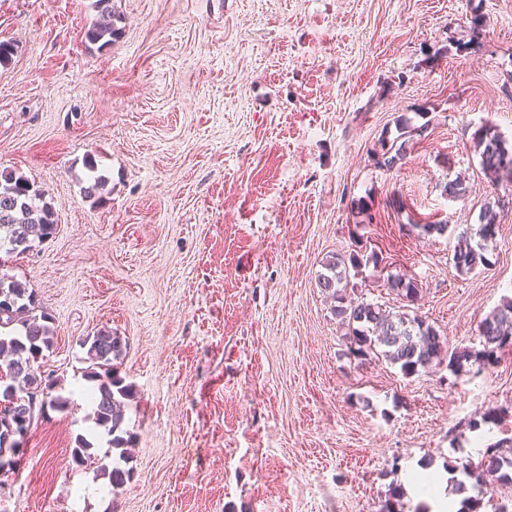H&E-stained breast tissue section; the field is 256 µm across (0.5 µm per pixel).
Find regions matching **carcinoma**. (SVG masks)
<instances>
[{
  "label": "carcinoma",
  "instance_id": "obj_1",
  "mask_svg": "<svg viewBox=\"0 0 512 512\" xmlns=\"http://www.w3.org/2000/svg\"><path fill=\"white\" fill-rule=\"evenodd\" d=\"M112 0H93L92 8L97 19L84 33L85 40L93 45L112 44L118 34ZM423 127H416L407 118L395 122V135L384 132L378 140V148L371 153L374 164L388 170L406 158L409 139L419 134ZM475 147L480 150L483 170L495 181L512 182V146L492 124L477 129L473 136ZM54 208L46 201L35 183L14 174H0V264L29 252L35 243L53 236ZM500 224L498 212L491 206L484 209L475 236L463 232L458 236L454 250V268L468 274L486 263L484 252L489 241L496 236ZM378 266L375 254L364 255L353 249L349 255L336 254L325 263V272L319 276L320 287L332 292L337 302L336 317L347 326L350 350L360 358L375 355L392 365L399 366L405 375L427 373L447 362L448 370L458 374L469 365L489 366L498 362V353L512 349V300L503 301L480 325L482 339L480 350H449L447 338L425 319L406 312L391 311L379 303L363 299L347 298L349 284L347 271L359 270L367 265ZM390 287L397 290L407 301L417 298L418 286L403 275L389 279ZM34 292L9 270L0 268V397L8 391L21 396L36 395L39 410L50 408L63 412L70 405L69 398L61 394L59 378L42 375L34 364L43 358L53 345L54 327L49 317L36 315ZM88 366L85 377L94 383L95 409L93 419L98 427L110 436L109 444L118 451L112 459V468L104 471L111 487L123 485L130 477L127 468L130 456L127 447L130 438L123 429L126 401L132 399L130 386L123 384L116 373V361L122 353V338L109 330H99L86 337ZM34 418L26 413L0 415V455L10 457L16 450L11 437L14 430H30ZM464 476L473 481L482 493L498 484L512 485V452L498 446L489 447L476 464L462 466Z\"/></svg>",
  "mask_w": 512,
  "mask_h": 512
}]
</instances>
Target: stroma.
Instances as JSON below:
<instances>
[{"instance_id": "1", "label": "stroma", "mask_w": 512, "mask_h": 512, "mask_svg": "<svg viewBox=\"0 0 512 512\" xmlns=\"http://www.w3.org/2000/svg\"><path fill=\"white\" fill-rule=\"evenodd\" d=\"M91 2L0 0L16 46L0 174L44 190L57 225L11 273L54 319L38 366L71 401L36 416L0 512H384L397 486L402 512L460 507L452 467L512 443V351L457 375L355 359L318 276L377 253L350 297L480 349V322L512 297V184L484 173L472 136L489 123L512 142V0H112L120 34L103 48L84 39ZM401 116L421 136L375 167ZM89 157L108 180L96 201ZM489 205L487 262L458 273L456 238ZM434 223L447 232H420ZM103 329L134 391L116 489L80 345ZM80 437L96 463H74Z\"/></svg>"}]
</instances>
